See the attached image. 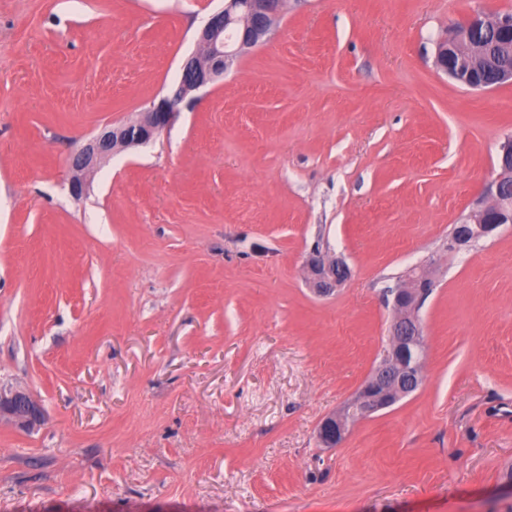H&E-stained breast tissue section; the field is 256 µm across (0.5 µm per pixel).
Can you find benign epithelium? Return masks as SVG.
<instances>
[{"label":"benign epithelium","mask_w":512,"mask_h":512,"mask_svg":"<svg viewBox=\"0 0 512 512\" xmlns=\"http://www.w3.org/2000/svg\"><path fill=\"white\" fill-rule=\"evenodd\" d=\"M283 6L284 0H225L224 6L210 14L201 28L197 40L200 50L183 62L178 83L138 120L103 128L73 155L71 166L75 176L70 183L71 192L76 196L83 193V177L94 171L103 158L121 149L147 144L171 128L183 108L195 100L197 91L223 77L242 55L270 38ZM490 25L494 27L495 44L501 48L503 62L488 82L482 79L479 69L480 52L488 47H478L476 42L480 32ZM435 64L471 89L485 91L512 85V20L504 17L493 21L481 13L473 14L464 26L449 28L446 37L437 43ZM489 194V204L453 226L448 236L449 253L470 248L490 237L501 225L512 223V136L499 145L498 171ZM304 268L306 283L318 297L333 295L351 277L350 267L342 257L317 245L307 253ZM424 281L425 277L412 272L404 284L387 290L386 304L393 312L390 342L344 409L320 423L317 437L323 446H338L351 423L395 405L421 386L424 336L419 311ZM4 419L31 431L41 425L43 413L28 390L1 386L0 420Z\"/></svg>","instance_id":"obj_1"}]
</instances>
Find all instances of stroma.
<instances>
[{
  "mask_svg": "<svg viewBox=\"0 0 512 512\" xmlns=\"http://www.w3.org/2000/svg\"><path fill=\"white\" fill-rule=\"evenodd\" d=\"M224 0H0V512H512V224L486 204L512 85L473 90L437 41L512 0H285L272 38L153 144L69 156L180 77ZM343 256L308 290L316 243ZM423 385L316 429L388 342L413 268ZM491 202L454 225L448 236V252L459 253L487 239L503 224L512 223V136L499 145L498 171L489 190ZM304 268L306 283L318 297L333 295L351 277L346 261L321 249L319 245L313 246L307 253ZM31 431L43 421L42 409L34 396L26 389L0 387V420Z\"/></svg>",
  "mask_w": 512,
  "mask_h": 512,
  "instance_id": "35a3bbf8",
  "label": "stroma"
}]
</instances>
